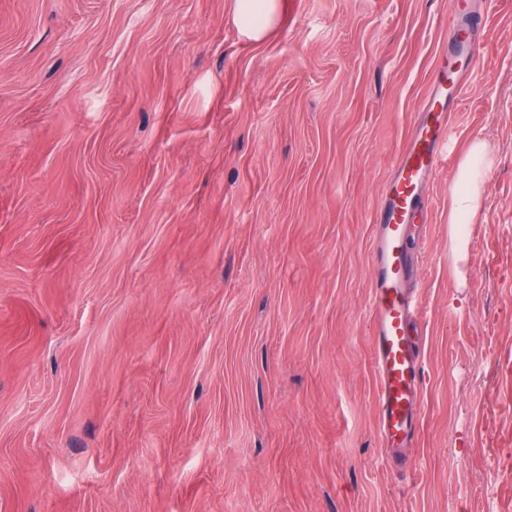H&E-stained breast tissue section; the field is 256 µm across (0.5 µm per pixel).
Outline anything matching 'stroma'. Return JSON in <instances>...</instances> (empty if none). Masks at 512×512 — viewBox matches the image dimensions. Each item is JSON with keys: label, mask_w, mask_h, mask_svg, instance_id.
I'll list each match as a JSON object with an SVG mask.
<instances>
[{"label": "stroma", "mask_w": 512, "mask_h": 512, "mask_svg": "<svg viewBox=\"0 0 512 512\" xmlns=\"http://www.w3.org/2000/svg\"><path fill=\"white\" fill-rule=\"evenodd\" d=\"M232 7L0 0V512H512V0H472L428 191L405 473L374 427L371 216L452 0H282L259 41ZM487 157L488 147L478 138L471 141L463 152L448 210L449 236L457 259L461 258L467 242L463 224H471L480 208ZM478 162L483 163L478 166Z\"/></svg>", "instance_id": "obj_1"}]
</instances>
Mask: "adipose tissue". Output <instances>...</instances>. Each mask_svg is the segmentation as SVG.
<instances>
[{"label": "adipose tissue", "instance_id": "1", "mask_svg": "<svg viewBox=\"0 0 512 512\" xmlns=\"http://www.w3.org/2000/svg\"><path fill=\"white\" fill-rule=\"evenodd\" d=\"M280 0H233L234 20L241 33L251 40L261 39L275 25ZM488 147L482 140L471 141L464 149L456 186L448 210L449 236L454 257H461L467 238L465 224L471 223L480 208Z\"/></svg>", "mask_w": 512, "mask_h": 512}]
</instances>
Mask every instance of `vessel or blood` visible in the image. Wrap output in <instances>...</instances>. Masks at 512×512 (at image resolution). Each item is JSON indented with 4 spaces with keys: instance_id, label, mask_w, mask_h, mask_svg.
I'll use <instances>...</instances> for the list:
<instances>
[{
    "instance_id": "obj_1",
    "label": "vessel or blood",
    "mask_w": 512,
    "mask_h": 512,
    "mask_svg": "<svg viewBox=\"0 0 512 512\" xmlns=\"http://www.w3.org/2000/svg\"><path fill=\"white\" fill-rule=\"evenodd\" d=\"M488 16L460 8L448 53L440 61L399 161L383 188L371 245L369 334L377 380L375 424L390 466L409 468L419 431L423 366L412 335L420 301L413 280L414 227L423 220L426 187L447 160L452 112L473 73Z\"/></svg>"
}]
</instances>
